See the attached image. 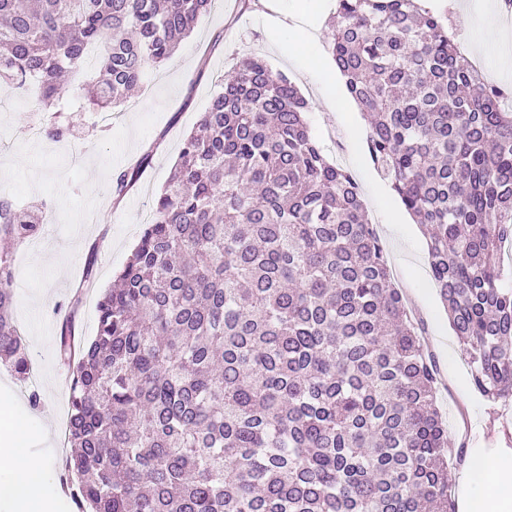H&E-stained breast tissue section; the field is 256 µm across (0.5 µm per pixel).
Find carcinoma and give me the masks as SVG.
<instances>
[{
  "label": "carcinoma",
  "mask_w": 512,
  "mask_h": 512,
  "mask_svg": "<svg viewBox=\"0 0 512 512\" xmlns=\"http://www.w3.org/2000/svg\"><path fill=\"white\" fill-rule=\"evenodd\" d=\"M214 0H0V82L44 111L104 112ZM329 45L375 165L417 223L474 386L512 401V91L419 0H336ZM93 64L95 100L61 84ZM284 74L224 76L76 353L64 472L79 512H450L436 375L358 182L330 163ZM152 163L117 173L122 200ZM39 231L0 200V237ZM0 253V361L30 362Z\"/></svg>",
  "instance_id": "cac0c4a2"
}]
</instances>
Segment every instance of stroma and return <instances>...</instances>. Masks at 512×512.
<instances>
[{
  "label": "stroma",
  "instance_id": "1",
  "mask_svg": "<svg viewBox=\"0 0 512 512\" xmlns=\"http://www.w3.org/2000/svg\"><path fill=\"white\" fill-rule=\"evenodd\" d=\"M480 0H425L450 29L477 34L483 25ZM335 0H309L299 13L296 0H219L196 22L163 65L150 68L134 96L113 109L108 123H93L89 113L69 117L71 141H36L29 126L41 120L33 93L0 89V127L8 148L0 153V198L15 208H41L47 235L43 243L11 246L13 318L25 340L36 380L18 377L0 363V400H14L19 418L35 429L30 453L62 469L70 453L64 443L72 370L59 361L55 342L68 303L84 273L89 251H96L93 296L111 288L149 222L154 196L168 182L183 140L216 92L214 79L258 58L296 84L308 102L306 119L326 158L352 171L359 183L368 219L374 224L395 284L408 297L413 317L438 371L437 405L448 424V456L467 458L469 449L512 452V402L491 401L472 384L470 367L455 336L428 263L423 227L411 218L387 179L374 166L365 141H353L362 113L348 100L344 83L334 91L344 97L340 110L327 107L329 91L320 73L335 74L328 51V21ZM304 29L312 61L289 50L295 29ZM157 145L151 166L121 204H114L116 174L132 165L150 145ZM39 404H32L31 394Z\"/></svg>",
  "mask_w": 512,
  "mask_h": 512
}]
</instances>
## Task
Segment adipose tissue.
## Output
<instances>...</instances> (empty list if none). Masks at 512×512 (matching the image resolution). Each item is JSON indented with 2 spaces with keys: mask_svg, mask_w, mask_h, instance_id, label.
I'll return each instance as SVG.
<instances>
[{
  "mask_svg": "<svg viewBox=\"0 0 512 512\" xmlns=\"http://www.w3.org/2000/svg\"><path fill=\"white\" fill-rule=\"evenodd\" d=\"M13 402H0L11 426L0 436V504L12 512H45L56 482L48 462L30 456L29 431L15 420ZM456 512H512V455L491 453L468 459L457 478Z\"/></svg>",
  "mask_w": 512,
  "mask_h": 512,
  "instance_id": "1",
  "label": "adipose tissue"
}]
</instances>
